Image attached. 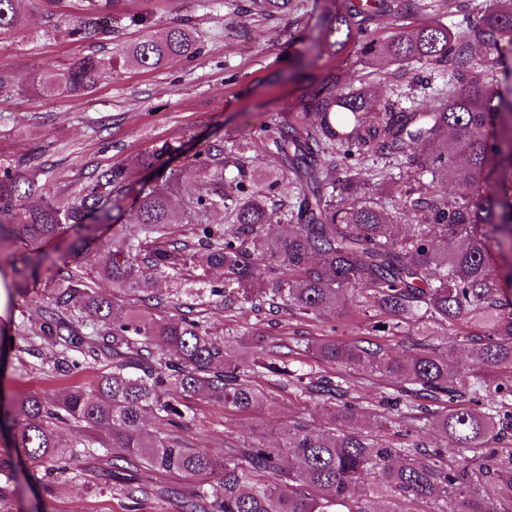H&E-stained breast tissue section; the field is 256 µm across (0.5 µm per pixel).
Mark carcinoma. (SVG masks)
Here are the masks:
<instances>
[{
    "instance_id": "cac0c4a2",
    "label": "carcinoma",
    "mask_w": 512,
    "mask_h": 512,
    "mask_svg": "<svg viewBox=\"0 0 512 512\" xmlns=\"http://www.w3.org/2000/svg\"><path fill=\"white\" fill-rule=\"evenodd\" d=\"M86 2L85 19L70 30L79 40L100 34L112 17V0ZM289 3L253 0L267 14L284 13ZM387 13L413 18L415 25L382 37L376 21ZM23 28L17 0H0V32ZM507 46L512 0H494L458 39L424 16L422 0H329L317 36L287 79L325 53L352 48L378 70L415 61L445 72L461 91L407 111L383 99L376 83L348 86L330 72L260 127L256 138L278 164L265 178L216 139L196 155L202 179L188 208L174 198L172 170L135 195L134 224L117 223L130 191L129 169L160 166L174 151L167 142L92 169L79 191L57 189L36 209L25 207L26 182L0 167V249L9 251L15 277L38 280L54 263L41 246L65 233L72 234L71 252L83 256L82 263L59 268L54 295L37 306L43 334L61 347L55 368L78 376L82 367L67 352L84 345L94 359L112 364L91 393L73 385L21 401L15 447L38 467L64 460L53 422L85 423L112 428L110 478L139 465L187 476L224 473L208 495L188 497L169 487L157 492L180 499L181 512H204L208 497L212 512H415L392 503L440 500L448 503L444 512H512V450L489 447L498 435L496 412L512 406L506 402L512 376L489 385L496 373L512 369V267L491 272L494 251L512 252V89L504 93L485 80V54ZM197 52L193 32L172 27L107 61L94 54L79 59L53 90L81 93L106 70L129 64L159 70ZM333 154L344 159L343 167L328 163ZM368 154L397 161L406 173L397 213L409 233L397 234V220L367 194L362 159ZM284 178L297 192L276 199ZM217 209L229 211L232 223L200 224L190 237L179 230L191 216ZM277 213L285 233L269 240L264 227ZM205 265L224 269V286L210 292L227 306L278 300L312 319L336 312L360 290L382 317L375 330L389 336L404 335L416 322L450 330L467 322L466 333L448 342L450 350L460 344L469 350L473 368L462 373L449 371L448 353L430 344L410 357L358 343L318 347L329 363L397 379L396 408L423 412L435 401L455 404L436 419L444 444L391 448L365 434L364 414L347 403L333 410L343 429L315 432L295 424L273 447L251 443L222 458L167 432L181 418L179 400L196 394L241 413L254 408L260 396L247 381L253 365L237 363L224 342L187 315L173 321L121 315L98 281L143 292L161 305L165 298L151 294L157 277ZM297 381L309 393L345 394L329 379L305 384L299 375ZM149 411L159 428L152 436L144 426ZM256 471L272 481L253 482ZM296 483L317 494L298 491Z\"/></svg>"
}]
</instances>
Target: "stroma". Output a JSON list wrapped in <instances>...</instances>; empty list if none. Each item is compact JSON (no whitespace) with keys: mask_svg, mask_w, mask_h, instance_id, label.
Listing matches in <instances>:
<instances>
[{"mask_svg":"<svg viewBox=\"0 0 512 512\" xmlns=\"http://www.w3.org/2000/svg\"><path fill=\"white\" fill-rule=\"evenodd\" d=\"M428 2V19L461 37L491 0ZM67 3L62 12L54 0H19L23 30L0 34V72L14 78L0 92V166L15 167L31 182L32 205L58 187L79 190L94 168L150 152L165 142L178 149L171 161L179 171L175 194L188 200L199 178L196 153L218 137L228 146L242 141L272 115L287 111L300 95V84L278 81L277 76L293 66L290 35L310 33L321 11L319 0H291L287 13L272 17L253 8L252 0H115L109 33L78 40L69 30L82 15L81 0ZM140 15L149 16L150 27L136 24ZM180 25L189 27L200 44L196 57L175 60L160 70L131 66L108 71L88 91L52 93L60 73L81 57L93 53L108 58L146 35ZM334 67L352 86L380 82L384 97L404 107L459 90L448 74L439 71L432 72L430 81H422L424 68L416 62L390 68L383 76L349 51L317 63L321 74ZM223 281V270L210 268L200 278L178 284L159 279L164 305L144 303L138 293L115 294L114 302L123 312L146 319L170 320L190 313L211 336L229 342L241 362H252L261 352L274 356L279 347L288 346L290 369L316 381H345L347 402L363 408L369 421L381 424L384 440L430 446L440 442L435 416L447 412L449 403L432 404L430 414L396 421L379 405L382 396L397 392L396 380L323 362L314 350L326 341L365 338L409 355L414 329L395 337L372 331L369 318L376 309L359 292L347 308L316 319L266 304L255 309L227 307L210 293L211 286ZM35 298L18 292L10 264L0 262V455L14 462L12 476L0 472V483L10 486L13 512H180L178 499L151 497L137 504L127 498L121 481L103 479L105 449H74L66 470L49 476L33 467L22 451L11 448L15 404L67 384L50 373L56 350L40 332ZM249 383L262 401L245 413L227 409L207 394L186 400L181 435L220 457L235 446L278 444L284 429L295 423L316 431L332 428L330 403L301 391L294 380L262 369ZM131 477L147 487H171L187 496L220 480L216 474L193 478L143 468Z\"/></svg>","mask_w":512,"mask_h":512,"instance_id":"stroma-1","label":"stroma"}]
</instances>
